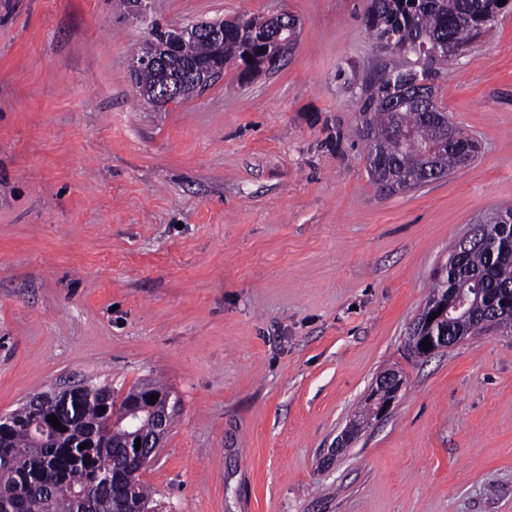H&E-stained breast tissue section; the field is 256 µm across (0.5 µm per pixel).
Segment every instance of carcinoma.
Instances as JSON below:
<instances>
[{
  "mask_svg": "<svg viewBox=\"0 0 512 512\" xmlns=\"http://www.w3.org/2000/svg\"><path fill=\"white\" fill-rule=\"evenodd\" d=\"M512 9V0H370L366 22L379 40L393 38L394 52L410 58L406 64L383 72L361 97L358 133L367 149L368 172L374 183L392 191L418 187L424 166L443 178L462 168L464 151L477 153L474 140L456 125L451 136L437 128L432 114L444 108L433 97V81L439 65L469 47L488 32L485 22L490 11ZM159 35L145 41L137 57L160 52L162 35L168 33L158 23ZM289 32L275 18L244 17L241 28L224 36V50L215 54L203 37L190 39L179 54L169 58L165 74L146 68L137 77L136 89L147 102L164 94V78L181 82V95L195 93L197 76L187 65L214 62L223 66L243 64L242 75L263 71L279 42L289 40ZM499 224L486 225L483 243L464 252L447 270L433 274V299L454 302L461 292L481 288L512 304V206L497 210ZM485 302L471 304L469 311L448 319V334L476 335L491 329L477 314ZM112 399L108 386L71 401L70 413L51 442L37 445L30 426L38 417L58 413V405L43 401L32 407L25 403L12 416L10 431L0 439V508L4 512H134L145 507L154 512L147 488L136 474V457L128 455L132 431L120 423L103 434L92 429L103 417L99 408ZM86 448L81 449L79 445Z\"/></svg>",
  "mask_w": 512,
  "mask_h": 512,
  "instance_id": "obj_1",
  "label": "carcinoma"
}]
</instances>
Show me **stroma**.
<instances>
[{
  "label": "stroma",
  "mask_w": 512,
  "mask_h": 512,
  "mask_svg": "<svg viewBox=\"0 0 512 512\" xmlns=\"http://www.w3.org/2000/svg\"><path fill=\"white\" fill-rule=\"evenodd\" d=\"M366 6L152 0L164 25L300 21L277 71L157 111L131 75L147 28L113 0H0V413L163 382L158 512H512V334L407 347L433 270L512 205V14L435 80L479 156L387 194L360 94L401 58ZM386 369L389 412L334 452Z\"/></svg>",
  "instance_id": "1"
}]
</instances>
